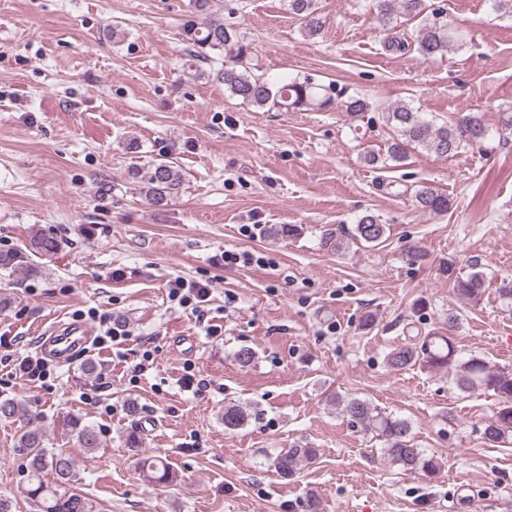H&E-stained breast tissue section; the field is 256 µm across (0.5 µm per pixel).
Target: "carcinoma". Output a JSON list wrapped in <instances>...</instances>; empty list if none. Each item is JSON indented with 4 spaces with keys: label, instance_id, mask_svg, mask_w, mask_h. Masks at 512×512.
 Instances as JSON below:
<instances>
[{
    "label": "carcinoma",
    "instance_id": "obj_1",
    "mask_svg": "<svg viewBox=\"0 0 512 512\" xmlns=\"http://www.w3.org/2000/svg\"><path fill=\"white\" fill-rule=\"evenodd\" d=\"M376 17L385 30H392L400 18L418 20L415 35L417 52L424 58H433L459 48L464 44L465 33L439 20L440 9L428 8L427 0H373ZM288 9L304 20L303 33L313 37L320 33L323 22L315 7V0H288ZM184 42L194 56L205 61L210 55L220 56V68L215 77L224 83L230 94L243 103L258 108L279 112L291 110H330L336 106L356 118L370 110L372 103L365 97L351 96L339 99L331 86L315 83L309 79H284L271 84L248 71V60L253 53L251 43L232 27L213 19L212 0H193L192 15L183 25ZM383 118L396 135L390 140L386 158L374 151L365 152V161L376 166L404 165L408 158V147L415 145L437 156H455L465 149L480 146L491 134L506 143L512 138V111L503 113L501 126L491 131L478 112H460L453 121L436 125L423 118L410 105L398 103L384 108ZM142 185L145 199L155 207H163L178 192L183 182L179 167L167 155L136 172ZM387 187L396 195L411 194L415 206L429 216H442L454 205L448 194L430 184L404 189ZM386 235V226L378 216L367 213L361 216L350 234V239L359 240L372 247L381 244ZM61 241L41 229L34 230L25 251L42 258L55 255ZM457 293L476 301L484 287L483 278L474 273L465 279H455ZM459 315L450 312L443 330L433 331L423 337L422 342L408 340L391 350L386 356L387 365L394 370H404L421 365L436 372H446L455 387L463 393L492 391L498 397V406L485 422L482 439L490 445L512 442V370L500 368L483 357L464 356L452 339L459 328ZM331 402L341 414L364 431L383 439L381 454L392 467L405 471L434 473L438 469L436 458L418 447L411 436V425L404 419L382 411L360 397L335 396ZM246 407L227 405L224 407V428L237 430L249 420ZM65 437L80 448L92 452L100 446L96 428L79 418H71L65 426ZM17 451L27 459V474L23 494L28 498L34 512H94L88 498L75 492L78 481L76 461L61 449L47 447L42 428L37 425L19 430ZM317 457L314 448H291L277 454L272 465L283 478L294 476L305 464ZM141 470L154 483L174 480L176 474L170 470L160 456H149L141 460Z\"/></svg>",
    "mask_w": 512,
    "mask_h": 512
}]
</instances>
